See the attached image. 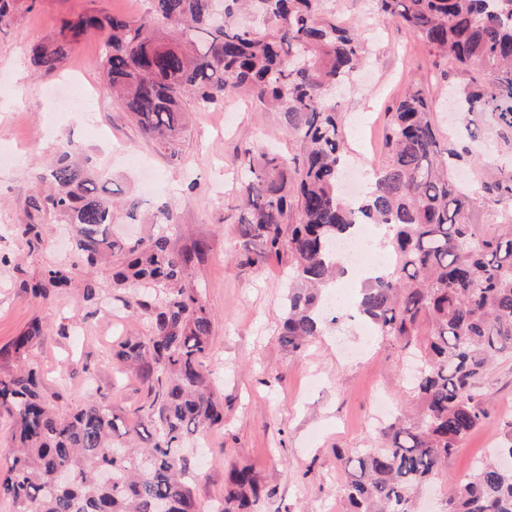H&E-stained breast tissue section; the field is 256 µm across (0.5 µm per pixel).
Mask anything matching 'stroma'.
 Returning <instances> with one entry per match:
<instances>
[{
    "label": "stroma",
    "instance_id": "1",
    "mask_svg": "<svg viewBox=\"0 0 512 512\" xmlns=\"http://www.w3.org/2000/svg\"><path fill=\"white\" fill-rule=\"evenodd\" d=\"M329 7L346 25H361L371 48L368 65L336 98L349 160L363 168L378 151L385 112L411 85H422L440 112L449 85L463 77L453 69L441 73L425 45L406 30L370 22L369 0H331ZM147 8L148 0H15L0 23V151H17L12 162L0 163V348L41 321V338L24 364L38 372L42 394L61 413L103 396L121 414L145 399L136 375L112 358L121 341L150 332L148 314L134 306L141 286L115 284L112 266L105 263L93 273V300L84 299L78 280L54 289L45 302L25 290L74 253L69 225L54 217H45L38 243H28L18 231L28 198L49 188L60 144L71 142L117 199H138L145 217L164 202L173 210V224L120 222L112 227L113 237L134 241L161 232L174 251H200L186 284L213 318L207 363L224 402L223 427L205 434L199 456L191 460L201 505L222 496L224 469L235 463L252 468L270 490L261 512H336L346 479L341 457L380 444L381 427L406 412V365L389 341L353 316L350 297L343 303L345 318L304 350L282 345L288 258L274 257L259 267L242 264L234 211L241 147L273 144L286 155L296 150L279 113L244 96L194 110L174 157L145 136L117 102L58 118L45 108L47 93L60 91L70 75L80 88L105 94L97 65L102 37L88 34L51 71L31 63L30 46L85 13L135 18ZM483 391L490 417L448 464L449 477L459 481L489 455L498 423L512 418V358L493 365Z\"/></svg>",
    "mask_w": 512,
    "mask_h": 512
}]
</instances>
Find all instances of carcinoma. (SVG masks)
<instances>
[{
  "instance_id": "carcinoma-1",
  "label": "carcinoma",
  "mask_w": 512,
  "mask_h": 512,
  "mask_svg": "<svg viewBox=\"0 0 512 512\" xmlns=\"http://www.w3.org/2000/svg\"><path fill=\"white\" fill-rule=\"evenodd\" d=\"M143 16L88 14L62 23L32 49L35 67L52 70L91 31L101 34L98 68L112 95L143 132L174 156L190 105L247 95L281 114L297 143L290 158L244 147L237 224L246 263L262 265L285 252L291 276L281 343L301 350L321 331L320 290L344 272L336 247L362 224L390 230L392 263L360 288L359 315L397 351L418 360L409 389L417 416L382 431L383 445L346 460L347 512H414L413 494L437 483L467 436L488 418L483 379L512 354V228L482 230L473 209L490 206L512 217V0H372V14L422 40L441 62L467 76L459 92L460 125L443 128L423 87H411L388 113L382 151L368 191L356 202L341 192L347 153L331 91L349 84L369 51L354 29L325 8L326 0H148ZM492 134L498 157L477 147ZM62 146L51 171L54 189L32 196L29 241L55 215L75 228L77 262L50 269L48 287L84 278L83 298L96 289L88 268L116 260V284L139 281L149 293L135 302L150 313L147 336L113 354L132 369L145 402L119 415L104 398L64 415L44 398L35 370L0 376V414L14 425L17 451L0 472V500L14 512H205L189 473L186 436L224 424L211 348L212 319L183 283L188 252L159 236L132 245L112 239L114 210L137 220L139 202H118ZM471 158V187L454 176ZM34 322L0 357L21 363L41 337ZM151 426L152 444L143 424ZM268 492L252 468L233 464L224 494L210 512H260ZM445 512H512V420L499 423L494 460L464 481L449 482Z\"/></svg>"
}]
</instances>
